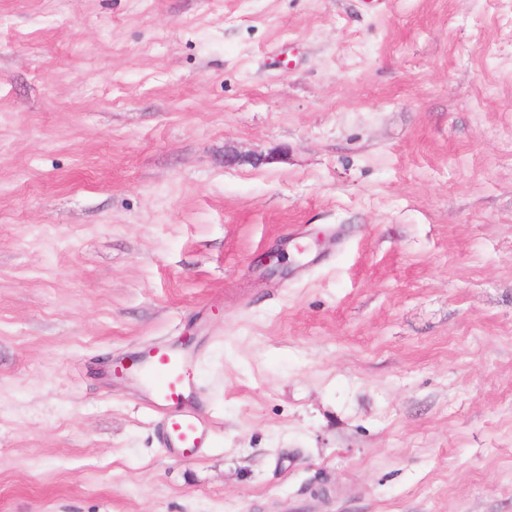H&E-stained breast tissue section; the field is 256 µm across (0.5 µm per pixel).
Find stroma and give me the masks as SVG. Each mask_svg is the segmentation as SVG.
<instances>
[{
    "label": "stroma",
    "instance_id": "obj_1",
    "mask_svg": "<svg viewBox=\"0 0 512 512\" xmlns=\"http://www.w3.org/2000/svg\"><path fill=\"white\" fill-rule=\"evenodd\" d=\"M0 512H512V0H0ZM197 354L176 341L145 348L128 363H116L115 377L135 378L145 402L162 417L163 448L180 456H194L208 448L212 421L200 411L195 384Z\"/></svg>",
    "mask_w": 512,
    "mask_h": 512
}]
</instances>
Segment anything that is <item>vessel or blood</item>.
Returning <instances> with one entry per match:
<instances>
[{
	"instance_id": "obj_1",
	"label": "vessel or blood",
	"mask_w": 512,
	"mask_h": 512,
	"mask_svg": "<svg viewBox=\"0 0 512 512\" xmlns=\"http://www.w3.org/2000/svg\"><path fill=\"white\" fill-rule=\"evenodd\" d=\"M194 350L169 341L137 352L129 362L115 364L113 376L135 378L146 403L162 417L164 448L193 456L208 446L212 421L200 411Z\"/></svg>"
}]
</instances>
